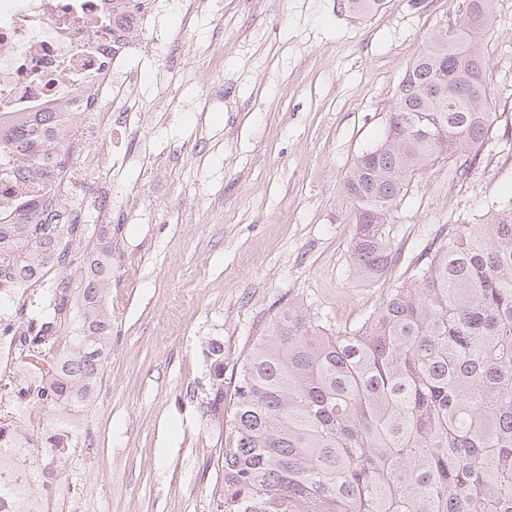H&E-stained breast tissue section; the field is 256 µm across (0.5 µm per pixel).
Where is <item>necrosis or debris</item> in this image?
I'll return each mask as SVG.
<instances>
[{
    "instance_id": "4bbe7bcc",
    "label": "necrosis or debris",
    "mask_w": 512,
    "mask_h": 512,
    "mask_svg": "<svg viewBox=\"0 0 512 512\" xmlns=\"http://www.w3.org/2000/svg\"><path fill=\"white\" fill-rule=\"evenodd\" d=\"M150 0H131L130 22L112 23V0H0V123L34 112L54 113L68 148L109 156L100 137L113 110L125 108L112 67L135 46L150 47ZM84 169L57 164L51 180L28 177L21 163L0 164V214L23 213L29 223L73 224L67 196L85 191ZM51 308V294L0 284V512H69L81 479L55 463L60 448L81 449L87 412L50 386L46 366L27 355L6 330L18 308Z\"/></svg>"
}]
</instances>
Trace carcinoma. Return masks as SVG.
Returning a JSON list of instances; mask_svg holds the SVG:
<instances>
[{"label": "carcinoma", "instance_id": "carcinoma-1", "mask_svg": "<svg viewBox=\"0 0 512 512\" xmlns=\"http://www.w3.org/2000/svg\"><path fill=\"white\" fill-rule=\"evenodd\" d=\"M494 0H469L456 35L439 29L398 84L381 141L359 155L343 184L355 274L374 282L398 260L394 223L416 172L478 151L496 113L485 95L481 41ZM50 113L0 130V159L20 155L43 170ZM77 224L0 223L16 237L0 282L38 288L40 266L71 264ZM111 257L80 281L48 285L53 310L27 315L42 347L57 316L83 306L81 332L57 352L59 384L77 401L99 378L112 340L104 306ZM207 411L228 417L222 512H512V205L448 231L411 280L390 289L353 329L332 331L302 307L270 319L224 382V352L211 348Z\"/></svg>", "mask_w": 512, "mask_h": 512}]
</instances>
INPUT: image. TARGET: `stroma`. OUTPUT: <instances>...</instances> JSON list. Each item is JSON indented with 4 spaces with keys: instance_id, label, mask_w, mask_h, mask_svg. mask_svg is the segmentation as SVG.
I'll list each match as a JSON object with an SVG mask.
<instances>
[{
    "instance_id": "35a3bbf8",
    "label": "stroma",
    "mask_w": 512,
    "mask_h": 512,
    "mask_svg": "<svg viewBox=\"0 0 512 512\" xmlns=\"http://www.w3.org/2000/svg\"><path fill=\"white\" fill-rule=\"evenodd\" d=\"M458 3L210 0L188 19L159 0L155 48L123 64L131 108L95 179L106 207L86 201L82 222V248L112 250V348L76 463L93 491L83 512H217L226 421L206 411L212 344L229 377L284 305L357 327L449 228L512 198V0H496L491 140L466 179L450 161L419 171L385 227L398 262L374 283L354 273L343 179Z\"/></svg>"
}]
</instances>
